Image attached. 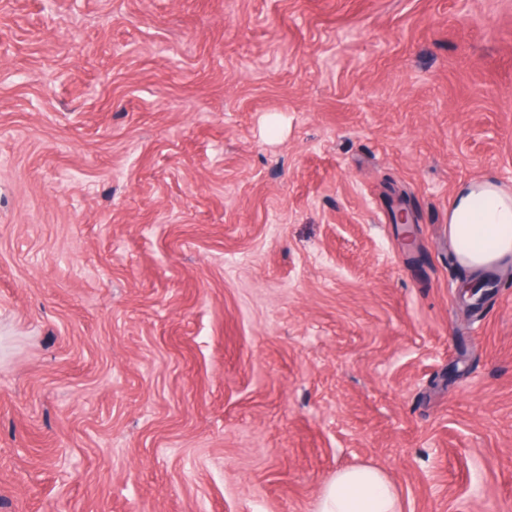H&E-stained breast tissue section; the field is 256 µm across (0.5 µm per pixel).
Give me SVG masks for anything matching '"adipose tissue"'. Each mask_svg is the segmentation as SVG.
I'll use <instances>...</instances> for the list:
<instances>
[{
	"mask_svg": "<svg viewBox=\"0 0 512 512\" xmlns=\"http://www.w3.org/2000/svg\"><path fill=\"white\" fill-rule=\"evenodd\" d=\"M448 234L463 265L512 260V189L487 176L462 184L448 207ZM316 512H401L396 487L378 468L356 465L326 483Z\"/></svg>",
	"mask_w": 512,
	"mask_h": 512,
	"instance_id": "adipose-tissue-1",
	"label": "adipose tissue"
}]
</instances>
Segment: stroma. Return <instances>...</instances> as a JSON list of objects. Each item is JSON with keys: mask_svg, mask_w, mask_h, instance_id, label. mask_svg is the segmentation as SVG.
Wrapping results in <instances>:
<instances>
[{"mask_svg": "<svg viewBox=\"0 0 512 512\" xmlns=\"http://www.w3.org/2000/svg\"><path fill=\"white\" fill-rule=\"evenodd\" d=\"M486 175L512 0H0V512H512ZM448 234L459 262L469 268L512 261V189L492 176L462 184L448 207ZM396 487L378 468L356 465L326 483L315 512H401Z\"/></svg>", "mask_w": 512, "mask_h": 512, "instance_id": "35a3bbf8", "label": "stroma"}]
</instances>
